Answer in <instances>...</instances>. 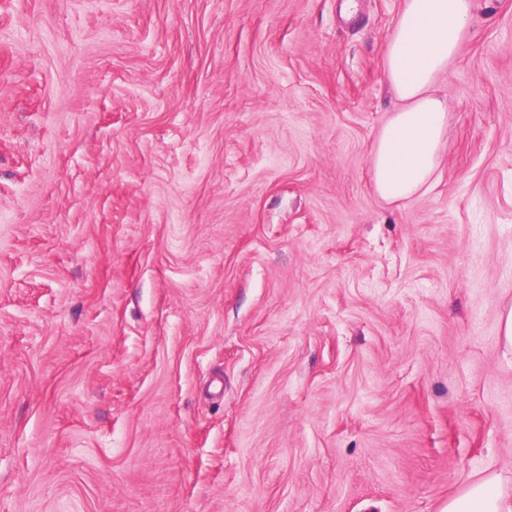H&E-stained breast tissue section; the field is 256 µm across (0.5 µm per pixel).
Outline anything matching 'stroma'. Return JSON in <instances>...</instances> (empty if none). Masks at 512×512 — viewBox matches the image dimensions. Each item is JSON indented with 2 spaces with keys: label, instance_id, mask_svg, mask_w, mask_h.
<instances>
[{
  "label": "stroma",
  "instance_id": "obj_1",
  "mask_svg": "<svg viewBox=\"0 0 512 512\" xmlns=\"http://www.w3.org/2000/svg\"><path fill=\"white\" fill-rule=\"evenodd\" d=\"M344 2L0 0V512L512 503V0L395 202ZM502 499L501 477L492 475L469 483L448 500L443 512H510Z\"/></svg>",
  "mask_w": 512,
  "mask_h": 512
}]
</instances>
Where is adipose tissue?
I'll use <instances>...</instances> for the list:
<instances>
[{
  "label": "adipose tissue",
  "mask_w": 512,
  "mask_h": 512,
  "mask_svg": "<svg viewBox=\"0 0 512 512\" xmlns=\"http://www.w3.org/2000/svg\"><path fill=\"white\" fill-rule=\"evenodd\" d=\"M474 0H405L385 55L387 82L399 102L371 153L377 193L398 201L423 191L440 164L448 96L439 82L468 33ZM443 512H512L492 475L466 485Z\"/></svg>",
  "instance_id": "obj_1"
}]
</instances>
